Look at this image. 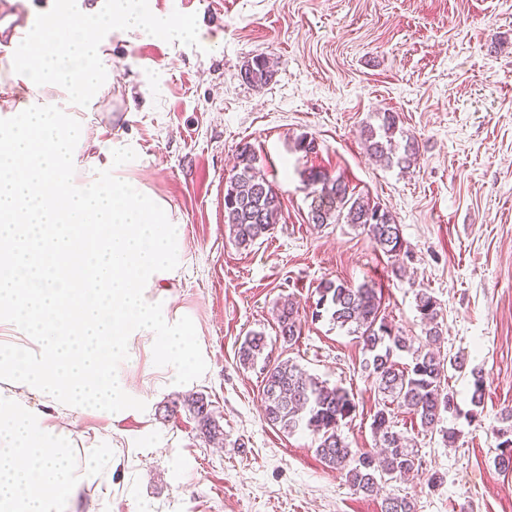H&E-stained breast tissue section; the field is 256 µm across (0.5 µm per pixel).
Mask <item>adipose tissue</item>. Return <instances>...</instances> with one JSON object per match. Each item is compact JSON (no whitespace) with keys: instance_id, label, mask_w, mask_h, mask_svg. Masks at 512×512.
<instances>
[{"instance_id":"ef3b65f1","label":"adipose tissue","mask_w":512,"mask_h":512,"mask_svg":"<svg viewBox=\"0 0 512 512\" xmlns=\"http://www.w3.org/2000/svg\"><path fill=\"white\" fill-rule=\"evenodd\" d=\"M189 38V26L142 0H52L7 58L0 94V325L40 344L18 360L0 343V512H58L83 474L63 432L29 397L63 418L88 408L119 415L139 398L116 374L130 336L161 331L164 369L190 371L185 332L165 328L149 289L175 277L182 233L165 201L121 178L117 150L84 151L81 112L112 83V24Z\"/></svg>"}]
</instances>
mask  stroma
Listing matches in <instances>:
<instances>
[{"instance_id": "obj_1", "label": "stroma", "mask_w": 512, "mask_h": 512, "mask_svg": "<svg viewBox=\"0 0 512 512\" xmlns=\"http://www.w3.org/2000/svg\"><path fill=\"white\" fill-rule=\"evenodd\" d=\"M147 3L188 20L195 37L113 33L112 84L79 118L89 140L133 155L123 176L182 225L184 265L147 296L188 333L197 371L176 379L159 363L157 336L129 340L117 370L142 404L79 414L70 449L80 463L96 449L95 472L64 512H382L381 499L353 493L316 456L312 432L267 423L261 369L238 360L245 336L264 332L269 356L353 394L342 435L356 452L373 450L381 397L358 339L326 318L303 322L289 344L277 334L276 304L288 296L309 308L327 278L375 284L388 322L418 338L416 295L429 292L438 351L465 362L447 371L460 408L445 422L454 445L393 408L421 467L387 491L412 497L416 512H512V473L494 464L500 411L512 407V0ZM260 56L275 66L258 89L243 73ZM383 112L415 143L410 167L366 152L361 132ZM304 138L314 151L299 149ZM245 142L282 201L278 224L246 250L224 228V187ZM313 171L390 210L407 250L403 275L361 230L309 224ZM475 370L487 386L477 410ZM195 393L222 444L206 441L183 407Z\"/></svg>"}]
</instances>
